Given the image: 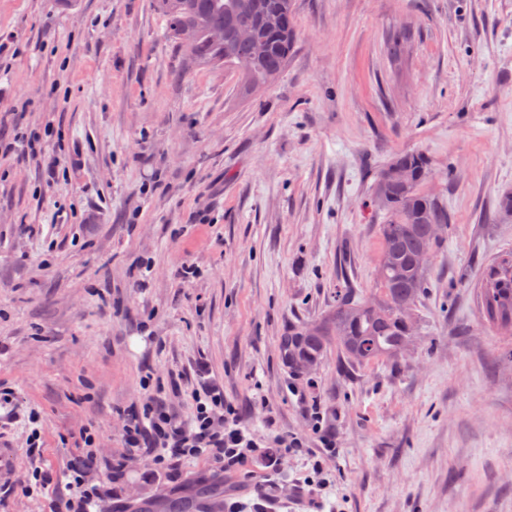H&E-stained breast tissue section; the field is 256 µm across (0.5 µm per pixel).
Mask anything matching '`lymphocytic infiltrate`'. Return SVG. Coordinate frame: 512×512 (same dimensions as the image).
Listing matches in <instances>:
<instances>
[{
	"instance_id": "f902f5d3",
	"label": "lymphocytic infiltrate",
	"mask_w": 512,
	"mask_h": 512,
	"mask_svg": "<svg viewBox=\"0 0 512 512\" xmlns=\"http://www.w3.org/2000/svg\"><path fill=\"white\" fill-rule=\"evenodd\" d=\"M193 401L191 420L185 424L168 410L161 397L151 398L141 412L128 418L125 448L132 452L150 449L155 465L162 468L204 455L222 458L231 466L239 463L251 441L238 428L234 409L225 404L223 388L201 385L194 391ZM94 444V438H84L81 453L70 463L71 494L58 503L55 512H89L88 506L98 494L97 488L85 482L96 462Z\"/></svg>"
}]
</instances>
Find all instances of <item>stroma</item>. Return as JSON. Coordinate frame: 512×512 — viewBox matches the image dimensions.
I'll return each instance as SVG.
<instances>
[{
	"instance_id": "1",
	"label": "stroma",
	"mask_w": 512,
	"mask_h": 512,
	"mask_svg": "<svg viewBox=\"0 0 512 512\" xmlns=\"http://www.w3.org/2000/svg\"><path fill=\"white\" fill-rule=\"evenodd\" d=\"M295 42L270 86L184 69L155 0H0V385L37 409L0 427L14 481L0 512H51L80 432L101 502L160 499L222 476L238 512H512V339L481 324L483 267L512 250V0H292ZM405 35L399 59L390 42ZM420 150L448 211L405 365L352 377L335 350L295 375L280 339L366 298L381 251L365 203ZM62 170L44 179L45 157ZM254 439L233 467L125 456L122 412L152 378L189 413L199 375ZM336 440L312 470L311 412ZM309 453L269 465L276 435ZM123 458L122 472L112 461Z\"/></svg>"
}]
</instances>
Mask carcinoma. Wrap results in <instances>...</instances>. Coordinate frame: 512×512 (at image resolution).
I'll list each match as a JSON object with an SVG mask.
<instances>
[{"instance_id":"cac0c4a2","label":"carcinoma","mask_w":512,"mask_h":512,"mask_svg":"<svg viewBox=\"0 0 512 512\" xmlns=\"http://www.w3.org/2000/svg\"><path fill=\"white\" fill-rule=\"evenodd\" d=\"M156 5L167 36L193 66L230 67L244 87L256 88L288 62L294 41L292 0H156ZM185 31L191 33L188 40ZM242 33L249 38H241ZM392 167L403 169L405 179L394 181L384 171L373 187L374 204L388 214L379 225L382 250L374 294L359 302L351 289L339 288L325 319L288 329L280 351L294 373L310 372L333 346L342 356L343 372L380 360L397 368L410 345L411 312L425 295L431 273L421 255L439 248L436 229L448 224V212L420 189L430 173L423 153H402ZM478 303L484 326L511 337L512 253L484 266ZM124 512H224V480L200 479L184 496L126 505Z\"/></svg>"}]
</instances>
